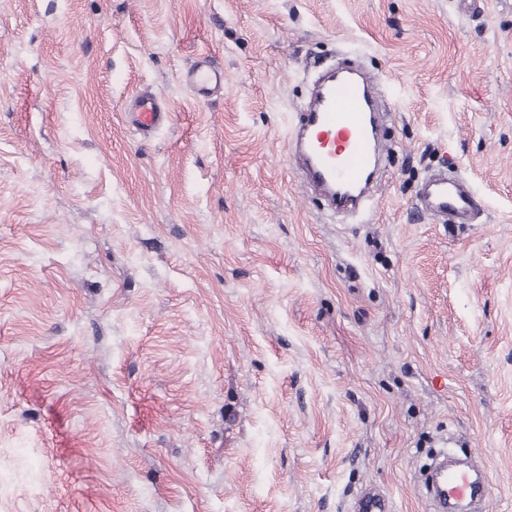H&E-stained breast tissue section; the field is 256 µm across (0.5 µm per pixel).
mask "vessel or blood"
<instances>
[{"label": "vessel or blood", "instance_id": "vessel-or-blood-1", "mask_svg": "<svg viewBox=\"0 0 512 512\" xmlns=\"http://www.w3.org/2000/svg\"><path fill=\"white\" fill-rule=\"evenodd\" d=\"M185 79L200 99L224 84L223 73L205 58ZM376 98L375 81L356 69L340 68L318 83L308 108L300 115L294 157L309 181L322 188L341 211L365 207L381 169ZM170 119V112L150 93L137 95L131 111L124 115L126 125L144 136ZM418 206L439 219L453 215L465 220L476 209L475 193L465 181L442 177L425 187ZM427 493L439 512H452L458 504L489 497L490 484L481 461L475 459L464 468L441 467L432 476ZM354 508L356 512H390L388 499L375 491L362 493Z\"/></svg>", "mask_w": 512, "mask_h": 512}]
</instances>
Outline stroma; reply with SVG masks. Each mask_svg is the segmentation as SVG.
<instances>
[{
  "label": "stroma",
  "instance_id": "35a3bbf8",
  "mask_svg": "<svg viewBox=\"0 0 512 512\" xmlns=\"http://www.w3.org/2000/svg\"><path fill=\"white\" fill-rule=\"evenodd\" d=\"M331 65L392 112L357 217L288 159ZM447 446L512 512V0H0V512H429ZM186 82L191 87L198 99H206L216 89L224 86V75L215 70L207 57L201 58L185 76ZM170 119V112L151 93L137 95L131 111L124 114L126 125L143 136L150 135L160 126L169 123ZM418 206L423 212L439 219L452 214L466 220L476 211L475 193L463 180L442 177L425 187ZM356 511L362 512H390L388 499L375 491L362 493L355 502Z\"/></svg>",
  "mask_w": 512,
  "mask_h": 512
}]
</instances>
